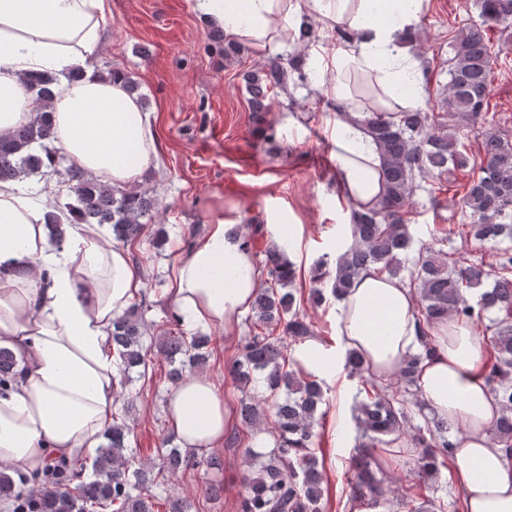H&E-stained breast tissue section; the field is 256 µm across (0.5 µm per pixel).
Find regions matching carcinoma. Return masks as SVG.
<instances>
[{
    "instance_id": "1",
    "label": "carcinoma",
    "mask_w": 512,
    "mask_h": 512,
    "mask_svg": "<svg viewBox=\"0 0 512 512\" xmlns=\"http://www.w3.org/2000/svg\"><path fill=\"white\" fill-rule=\"evenodd\" d=\"M478 26L461 31L448 58V85L444 90L445 111L437 114L420 109L390 112L374 109L364 113L362 123L378 145L381 158L383 197L378 206L351 210L350 238L346 251L330 271L318 265L311 276L309 292L293 287L296 270L284 249L271 241L255 252L257 265L265 276L245 318L247 334L238 352L224 359L227 372L242 392L236 409L242 435L230 440L239 444L263 430L273 433L274 443L267 452L245 449L246 469L242 473L244 493L237 502L238 512H321L323 473L314 452L315 425L323 403L321 385L309 376L296 373L288 356V342L314 335L302 302L319 306L325 302L320 284L328 282L333 297L344 296L359 273L371 266L393 279L408 282L417 296L415 313L421 325L452 315L460 321L478 324L483 340L492 351L483 376L501 405L502 415L491 432V439L505 448L512 458V247L493 246L488 258H480L462 268L448 254V236L415 245L410 228L414 196L422 190L433 195V180H440L454 169L468 165L455 129L463 117L472 122L485 119L489 112L492 53L487 31L512 24V0H479ZM306 79L300 61L271 64L265 78H245L253 107V120L267 138L275 137L262 104L268 92L285 86L288 72ZM52 77H36L30 86L36 98L48 104ZM481 159L462 197L470 224L465 235L479 244L512 240V142L487 130L482 134ZM55 171L65 177L73 192L66 204L70 213L84 224H109L113 238L122 243L138 240L146 231L142 218L149 215L154 200L140 189L114 190L102 185L74 162L57 153L53 125L47 113L19 126L6 138L0 137V181L22 180ZM483 287L472 303L466 291ZM146 298L132 303L113 323L112 344L118 355V371L130 373L149 362V355L161 358L169 369L164 379L177 384L186 367L206 365L210 338L195 336L147 337ZM150 344H145V341ZM431 351L411 355L397 378L381 383L370 375L362 357L347 354L346 369L362 382L364 399L355 406V418L362 441L353 465L357 480L350 502L368 501L373 507L392 503L406 512H435V501L403 494L390 499L391 490L376 477L380 468L374 454L389 448L392 434L406 438L418 449V464L426 476L446 464L449 449L448 422L425 413L419 399L418 365ZM13 351L0 347V390L17 374ZM124 415H115L106 443L97 449L92 461L94 478L81 479L82 471L69 465L58 470L53 482L35 505L34 512H95L110 507L112 512H155L163 502L166 512H192L189 499L177 495L173 484L178 476L199 465L191 451L172 448L159 462H142L128 454L129 404L134 396L120 382ZM25 491L13 477L0 470V497L14 498Z\"/></svg>"
}]
</instances>
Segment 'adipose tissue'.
Here are the masks:
<instances>
[{
  "label": "adipose tissue",
  "mask_w": 512,
  "mask_h": 512,
  "mask_svg": "<svg viewBox=\"0 0 512 512\" xmlns=\"http://www.w3.org/2000/svg\"><path fill=\"white\" fill-rule=\"evenodd\" d=\"M424 0H199L205 22L230 39L262 48L293 41L303 13L321 42L308 57L336 120L330 132L336 187L356 207L382 194L381 157L361 123L366 110L353 84L373 79L385 109L414 108L425 85L403 37L421 21ZM107 0H0V136L49 110L62 155L115 189L139 185L157 166L148 112L123 78L100 73L90 56L101 38ZM80 79H71V72ZM35 75L55 77L42 106L28 90ZM49 194L30 197L0 182V345L20 360L17 382L0 395V467L32 476L49 459L97 447L118 407L112 322L143 287L144 274L106 225L67 224L58 246L45 226ZM253 253L224 222L179 258L169 290L187 328L236 332L260 285ZM415 295L376 268L363 270L336 304V341L309 338L291 356L305 375L332 383L348 352L375 378H396L418 349ZM435 351L420 364V397L439 417L461 425L448 461L460 480L464 512H512V463L489 433L501 407L482 375L483 346L471 324L445 319L430 330ZM166 411L182 447H219L233 417L204 375L184 377Z\"/></svg>",
  "instance_id": "adipose-tissue-1"
}]
</instances>
